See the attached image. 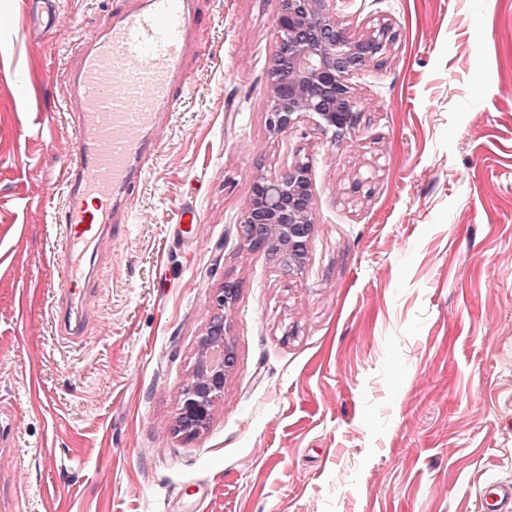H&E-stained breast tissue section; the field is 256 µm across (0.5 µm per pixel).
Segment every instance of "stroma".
<instances>
[{"label": "stroma", "mask_w": 512, "mask_h": 512, "mask_svg": "<svg viewBox=\"0 0 512 512\" xmlns=\"http://www.w3.org/2000/svg\"><path fill=\"white\" fill-rule=\"evenodd\" d=\"M25 2L0 0V512H476L475 483L512 480V0H349L397 33L349 79L358 125L281 135V0H200L197 78L94 261L79 348L57 339L50 214L64 75L109 5L58 0L33 39ZM298 161L315 232L291 276L239 225L255 177ZM226 280L234 366L186 439L179 388ZM45 6L32 15H28L26 32L29 37H38L56 30L59 22V14L53 5L54 0H43Z\"/></svg>", "instance_id": "1"}]
</instances>
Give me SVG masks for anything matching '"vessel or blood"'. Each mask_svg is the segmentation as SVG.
<instances>
[{
    "mask_svg": "<svg viewBox=\"0 0 512 512\" xmlns=\"http://www.w3.org/2000/svg\"><path fill=\"white\" fill-rule=\"evenodd\" d=\"M198 0H119L108 26L80 45L65 73L61 104L72 113L74 153L64 172L56 219L63 229L61 279L54 314L72 341L89 326L85 299L89 256L101 245V228L118 224L117 210L161 148L160 119L177 111L195 73L187 67L201 46L204 23ZM52 0L27 18L28 36L54 32ZM478 512H512V482L485 477L475 489Z\"/></svg>",
    "mask_w": 512,
    "mask_h": 512,
    "instance_id": "b4317fda",
    "label": "vessel or blood"
}]
</instances>
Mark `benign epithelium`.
<instances>
[{
	"instance_id": "obj_1",
	"label": "benign epithelium",
	"mask_w": 512,
	"mask_h": 512,
	"mask_svg": "<svg viewBox=\"0 0 512 512\" xmlns=\"http://www.w3.org/2000/svg\"><path fill=\"white\" fill-rule=\"evenodd\" d=\"M345 0H282L275 20L277 47L270 73L269 127L275 134L312 120L322 129L344 131L358 121L360 108L348 78L392 45L389 24L365 30L340 15ZM315 229L314 186L309 165L296 162L274 176L259 174L240 224V235L253 250L276 257L290 275L305 269ZM238 285L225 281L214 294L221 309L236 301ZM224 316L213 318L201 334L192 374L180 391L176 431L192 438L207 428L234 356L224 344ZM224 361H212L214 349Z\"/></svg>"
}]
</instances>
